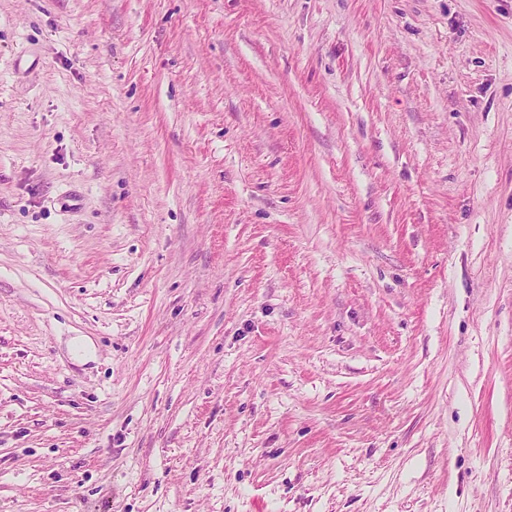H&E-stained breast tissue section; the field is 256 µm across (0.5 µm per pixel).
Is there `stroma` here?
Instances as JSON below:
<instances>
[{
  "mask_svg": "<svg viewBox=\"0 0 512 512\" xmlns=\"http://www.w3.org/2000/svg\"><path fill=\"white\" fill-rule=\"evenodd\" d=\"M0 512H512V0H0Z\"/></svg>",
  "mask_w": 512,
  "mask_h": 512,
  "instance_id": "35a3bbf8",
  "label": "stroma"
}]
</instances>
